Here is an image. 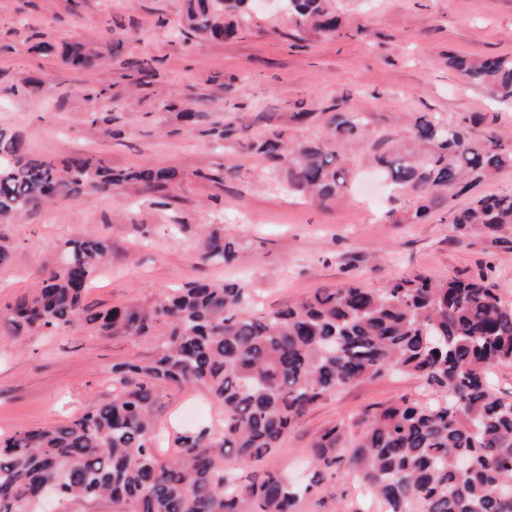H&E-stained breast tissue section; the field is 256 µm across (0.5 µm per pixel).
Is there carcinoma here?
<instances>
[{"instance_id":"obj_1","label":"carcinoma","mask_w":512,"mask_h":512,"mask_svg":"<svg viewBox=\"0 0 512 512\" xmlns=\"http://www.w3.org/2000/svg\"><path fill=\"white\" fill-rule=\"evenodd\" d=\"M329 0H287L298 26L340 36ZM249 0H186L190 31L214 40L234 37L232 17ZM60 52L74 69L89 70L98 50L83 42ZM448 67L512 105V56H448ZM320 137L288 141L275 128L253 145L286 173L288 192L325 205L346 186V144L363 140L367 118L347 99L326 113ZM408 149L381 150L372 162L413 200L389 211L395 224H415L438 204L473 191L512 167V145L495 132L477 138L466 120L427 113L416 117ZM172 168L114 170L85 156L58 167L30 158L23 139L0 129V224L43 201L75 199L86 190L170 198ZM446 219L460 236L478 229L507 243L512 193L476 194ZM97 238L69 239L60 264L36 288L0 312L14 335L31 329L86 325L107 336H139L167 327L154 359L112 365V399L64 424L0 437V512H44L47 484L59 490L60 512L105 503L111 512H300L347 471L383 512H512V394L492 392L491 369L512 364V303L480 278L434 280L421 273L379 288L348 282L318 288L286 306L260 313L238 283L195 282L149 303L92 310L83 296L108 255ZM234 237L217 225L205 232L199 259L230 265ZM423 380L425 400H401L365 420L353 451L336 452L340 429L313 443L307 482L294 486L284 472L264 467L305 412L337 388L391 370ZM202 385L222 408L220 427L175 439L155 411L167 388Z\"/></svg>"}]
</instances>
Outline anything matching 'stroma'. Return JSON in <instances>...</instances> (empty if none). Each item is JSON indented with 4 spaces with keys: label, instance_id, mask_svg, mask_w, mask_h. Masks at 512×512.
I'll list each match as a JSON object with an SVG mask.
<instances>
[{
    "label": "stroma",
    "instance_id": "1",
    "mask_svg": "<svg viewBox=\"0 0 512 512\" xmlns=\"http://www.w3.org/2000/svg\"><path fill=\"white\" fill-rule=\"evenodd\" d=\"M332 5L342 22L337 37L297 27L271 4L246 12L236 37L216 42L186 29L184 0H0V128L20 132L29 156L57 165L88 155L117 170L151 164L178 172L166 206L120 190L88 191L0 224V244L8 248L0 262V309L34 287L66 240L80 237L109 246L84 298L97 310L147 302L204 279L241 283L267 307L349 281L378 288L413 273L484 274L512 302V244L492 243L478 231L458 240L445 221L447 207L463 206L467 196L449 199L424 223L395 224L386 216L391 190L365 162L373 143H409L422 112L451 120L485 114L473 135L494 130L512 143V106L495 103L448 66L452 53L512 55V0ZM363 23L370 37L354 36ZM73 40L100 52L96 69H72L37 49ZM150 59L158 77L134 86L136 62ZM103 86L109 98H94ZM343 97L369 125L345 155L346 188L324 207L279 188L250 145L272 124L287 128L292 140L321 135L323 112ZM196 106L208 112L207 122L184 123L180 112ZM300 110L313 113V121L289 122V113ZM93 112L103 119L94 127L87 122ZM234 113L245 116L237 140L217 144L210 128ZM215 169L223 170V184L205 180ZM218 224L239 243L229 266L198 258L202 232ZM158 339L155 332L104 336L81 326L16 337L0 323V435L63 424L110 400L113 364L151 359ZM420 395V381L406 374L345 386L306 411L269 464L302 480L322 430L344 424L339 447L349 450L363 418ZM219 416L202 387L166 390L158 407L159 424L173 434ZM365 497L356 481L340 476L302 512H352Z\"/></svg>",
    "mask_w": 512,
    "mask_h": 512
}]
</instances>
